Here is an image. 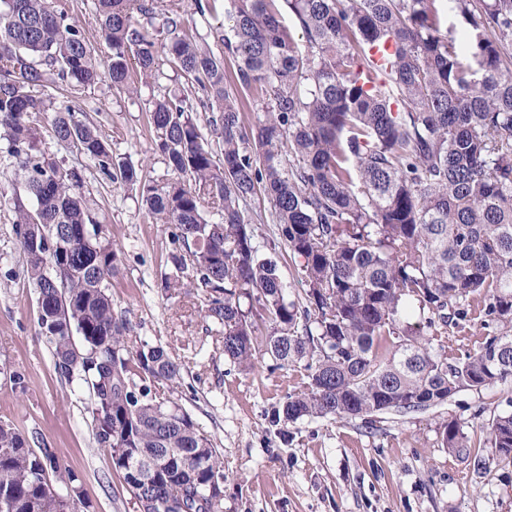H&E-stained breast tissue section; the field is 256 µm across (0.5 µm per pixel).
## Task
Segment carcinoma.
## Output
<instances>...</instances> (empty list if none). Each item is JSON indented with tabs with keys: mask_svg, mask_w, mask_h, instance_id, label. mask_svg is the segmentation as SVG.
I'll return each mask as SVG.
<instances>
[{
	"mask_svg": "<svg viewBox=\"0 0 512 512\" xmlns=\"http://www.w3.org/2000/svg\"><path fill=\"white\" fill-rule=\"evenodd\" d=\"M440 2L227 0L232 36L218 39L237 63L232 84L224 60L175 19L176 0L161 40L138 20L153 14L144 0H97L104 60L54 0H0V141L36 203L13 202L37 324L59 376L88 391L95 443L145 512H173L180 500L189 512H224V460L172 398L175 358L115 312L119 249L95 224L81 172L50 157L45 138L77 143L173 226L161 288L205 292L225 357L252 368L267 356L300 374L302 389L269 412L283 439L304 417L427 410L512 380V0H448L465 24L460 38L441 33ZM284 8L303 30L302 51L281 24ZM163 54L205 92L220 143L205 137L187 95L155 100V146L171 175L163 185L114 162L71 107L35 94L43 64L71 89L107 79L132 93L134 76H152ZM244 91L257 92L248 126ZM257 194L271 204L278 246L299 260L302 296L290 295L240 208ZM208 206L221 222L206 219ZM477 298L495 332L455 363L433 354ZM441 437L477 469L486 446L511 462L512 412L493 417L485 443L455 421ZM2 501L0 512L92 508L73 469L4 421Z\"/></svg>",
	"mask_w": 512,
	"mask_h": 512,
	"instance_id": "cac0c4a2",
	"label": "carcinoma"
}]
</instances>
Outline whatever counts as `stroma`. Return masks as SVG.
Masks as SVG:
<instances>
[{"instance_id":"1","label":"stroma","mask_w":512,"mask_h":512,"mask_svg":"<svg viewBox=\"0 0 512 512\" xmlns=\"http://www.w3.org/2000/svg\"><path fill=\"white\" fill-rule=\"evenodd\" d=\"M56 5L78 22L100 57L109 55L98 32L97 0ZM179 6L200 44L223 57L227 75L235 76L234 61L212 36L224 23L225 0H209L203 13L195 0ZM187 91L202 96L164 58L131 95L113 92L105 81L75 93L56 83L38 89L73 106L76 121L97 127L114 160L142 165L160 183L168 173L154 148L149 111L156 98ZM48 151L81 170L83 191L120 250L119 271L109 284L116 312L131 320L137 336L167 346L182 363L174 396L224 458V512H512V465L490 456L485 472L476 473L448 454L440 436L441 425L454 420L465 432L488 437L493 416L512 408V382L463 391L422 412L302 418L280 435L268 413L298 388L299 377L271 369L266 358L250 370L225 358L216 347V327L202 312V292L170 297L161 290L170 231L147 218L138 192L104 180L75 151L53 142ZM23 192L22 173L0 152V420L13 423L32 448L52 449L75 469L93 512H139L95 444L87 392L60 380L52 349L38 333V295L14 232L13 200ZM482 319L480 304H473L468 319L449 327L433 351L454 359L477 350L485 336Z\"/></svg>"}]
</instances>
